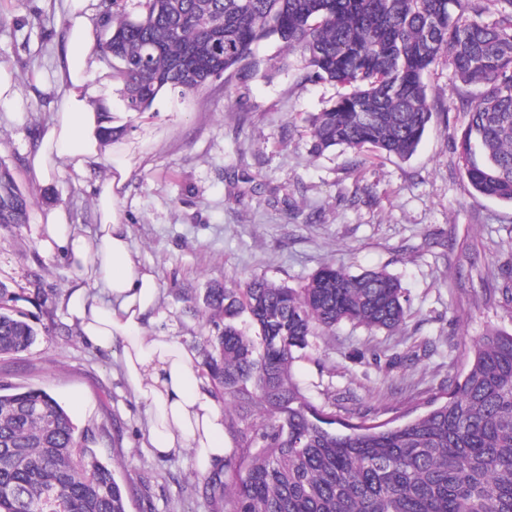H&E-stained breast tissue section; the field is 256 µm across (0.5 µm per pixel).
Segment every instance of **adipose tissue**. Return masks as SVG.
<instances>
[{
	"label": "adipose tissue",
	"mask_w": 512,
	"mask_h": 512,
	"mask_svg": "<svg viewBox=\"0 0 512 512\" xmlns=\"http://www.w3.org/2000/svg\"><path fill=\"white\" fill-rule=\"evenodd\" d=\"M86 0H63L65 30L55 64L56 112L27 156V174L49 184L62 165L74 172L106 167L95 185L94 234L78 232L61 207L47 212L41 226L43 248L65 255L73 273L67 308L83 340L96 348L121 341V370L148 413V440L159 455L195 449L201 470L220 465L224 446V414L198 375L195 353L163 331L151 330L160 302L153 271L136 261L123 222L120 201L144 146L109 140L108 128L126 124L130 115L97 104L91 80L96 68L93 24Z\"/></svg>",
	"instance_id": "ef3b65f1"
}]
</instances>
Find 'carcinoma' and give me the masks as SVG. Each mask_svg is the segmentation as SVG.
<instances>
[{"mask_svg":"<svg viewBox=\"0 0 512 512\" xmlns=\"http://www.w3.org/2000/svg\"><path fill=\"white\" fill-rule=\"evenodd\" d=\"M145 0L112 15L105 54L119 63L129 112L166 90L186 94L234 70L275 38L304 57L303 80L350 91L309 118L313 150L371 145L414 154L437 104L425 75L443 58L466 106L459 166L479 194L512 202V0ZM31 198L0 161V225L28 221ZM0 283V356L27 351L38 331ZM223 327L205 340L209 381L232 400L244 447L224 458L234 475L226 512H512V333L474 342L445 399L387 426L365 415L338 424L292 374L310 338L342 322L394 331L406 319L399 281L326 264L299 290L253 276L212 288ZM247 316L258 335L241 327ZM40 388L0 393V512H127L123 485Z\"/></svg>","mask_w":512,"mask_h":512,"instance_id":"1","label":"carcinoma"}]
</instances>
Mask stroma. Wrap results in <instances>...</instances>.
<instances>
[{
	"label": "stroma",
	"mask_w": 512,
	"mask_h": 512,
	"mask_svg": "<svg viewBox=\"0 0 512 512\" xmlns=\"http://www.w3.org/2000/svg\"><path fill=\"white\" fill-rule=\"evenodd\" d=\"M64 34L62 0H0V65L17 97L0 104V160L32 197L28 224L0 226V282L18 297L38 336L19 355L0 356V384L44 389L80 427L102 432L104 457L118 461L127 512H224L205 491L185 448L157 456L145 404L128 386L120 343L103 351L83 342L68 316V262L39 246L44 209L65 207L78 232L92 233L91 192L104 169L80 176L62 166L47 185L26 172L28 152L55 112V58ZM301 52L260 43L247 69L196 92H162L142 122L156 141L132 172L120 204L137 262L156 274L155 328L196 353L216 321L204 296L215 284L243 287L254 275L302 288L328 262L398 278L407 316L392 333L344 322L313 338L293 367L314 404L343 418L388 421L447 392L474 341L492 328L512 332V303L501 293L512 270V204L473 190L455 149L465 122L452 98L453 72L440 60L425 78L445 105L413 156L372 147L315 154L307 119L336 99L339 86L303 81ZM43 289L40 306L28 298Z\"/></svg>",
	"instance_id": "1"
}]
</instances>
